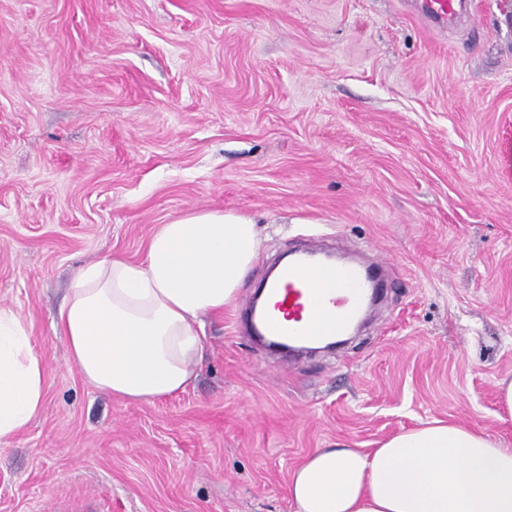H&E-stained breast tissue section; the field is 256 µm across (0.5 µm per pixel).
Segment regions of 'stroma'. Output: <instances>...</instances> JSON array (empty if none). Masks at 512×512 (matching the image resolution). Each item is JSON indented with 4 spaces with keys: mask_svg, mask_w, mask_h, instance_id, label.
Masks as SVG:
<instances>
[{
    "mask_svg": "<svg viewBox=\"0 0 512 512\" xmlns=\"http://www.w3.org/2000/svg\"><path fill=\"white\" fill-rule=\"evenodd\" d=\"M415 0H0V307L30 329L46 403L0 444V512H293L314 449L433 419L512 446V0L438 31ZM235 210L261 231L185 391L90 387L54 320L107 255ZM305 244L385 268L333 353L246 327Z\"/></svg>",
    "mask_w": 512,
    "mask_h": 512,
    "instance_id": "stroma-1",
    "label": "stroma"
}]
</instances>
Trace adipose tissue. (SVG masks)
I'll return each instance as SVG.
<instances>
[{"label": "adipose tissue", "instance_id": "obj_1", "mask_svg": "<svg viewBox=\"0 0 512 512\" xmlns=\"http://www.w3.org/2000/svg\"><path fill=\"white\" fill-rule=\"evenodd\" d=\"M261 244L254 219L190 210L158 225L142 261L89 265L59 309L71 363L94 389L127 402L184 391L203 349V320L233 304ZM45 370L26 323L0 308V443L45 405ZM294 512H512V448L439 420L370 452L319 448L289 483Z\"/></svg>", "mask_w": 512, "mask_h": 512}]
</instances>
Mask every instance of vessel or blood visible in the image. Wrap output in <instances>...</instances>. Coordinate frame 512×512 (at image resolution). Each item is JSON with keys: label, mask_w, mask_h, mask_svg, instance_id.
<instances>
[{"label": "vessel or blood", "mask_w": 512, "mask_h": 512, "mask_svg": "<svg viewBox=\"0 0 512 512\" xmlns=\"http://www.w3.org/2000/svg\"><path fill=\"white\" fill-rule=\"evenodd\" d=\"M457 2L422 0L421 13L434 26L443 27L455 21ZM375 288L366 265H336L303 253L267 286L262 329L265 335L293 343L345 334Z\"/></svg>", "instance_id": "obj_1"}]
</instances>
